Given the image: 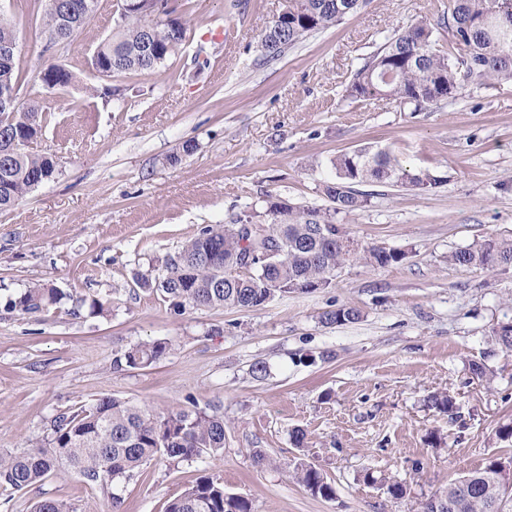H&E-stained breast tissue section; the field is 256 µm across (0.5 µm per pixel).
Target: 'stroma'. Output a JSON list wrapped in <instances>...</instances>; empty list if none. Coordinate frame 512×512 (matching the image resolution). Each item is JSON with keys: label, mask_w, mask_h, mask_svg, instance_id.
<instances>
[{"label": "stroma", "mask_w": 512, "mask_h": 512, "mask_svg": "<svg viewBox=\"0 0 512 512\" xmlns=\"http://www.w3.org/2000/svg\"><path fill=\"white\" fill-rule=\"evenodd\" d=\"M448 5L367 0L267 61L261 35L282 0H191L186 40L164 67L104 77L90 58L114 27L113 0H99L61 54L45 50L39 20L19 0H0L30 74L20 98L46 111L32 149L57 162L50 181L0 212V453L30 450L56 416L106 395L159 408L221 403L222 457L152 460L119 484L121 512H164L205 475L249 499L252 512H422L488 457L512 455V439L498 436L512 425V352L491 333L512 321V266L448 260L484 239H512V82L466 85L423 112L347 92L365 58L418 22L435 24L446 43L438 23ZM52 62L76 81L49 94L37 74ZM113 86L123 98L105 101L101 89ZM363 146L439 179L425 191L364 184L368 206L337 217L362 245L403 251L401 262H350L329 288L250 310L177 312L138 285L159 277L200 228L263 210L267 196L327 207L334 159ZM42 281L59 288L60 304L36 315L6 309L8 297ZM94 298L111 300L110 311L91 315ZM340 307L359 319L322 322ZM156 340L172 344L160 361L114 368L116 355ZM475 361L489 378L472 374ZM441 393L456 414L431 406ZM255 448L265 463L254 462ZM301 462L322 471L333 499L294 480ZM368 469L402 482L405 496L366 484ZM43 499L111 512L65 472L23 491L0 487V512H31Z\"/></svg>", "instance_id": "1"}]
</instances>
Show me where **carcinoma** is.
Returning <instances> with one entry per match:
<instances>
[{"label":"carcinoma","instance_id":"carcinoma-1","mask_svg":"<svg viewBox=\"0 0 512 512\" xmlns=\"http://www.w3.org/2000/svg\"><path fill=\"white\" fill-rule=\"evenodd\" d=\"M99 0H20L31 16L40 18L42 33L63 29L70 45L94 17ZM364 0H288V14L277 16L261 37L265 59L282 55L307 35L339 24L362 7ZM440 26L451 30L448 49L435 46L433 27L418 22L388 41L355 72L349 95L359 99L393 97L414 112L455 96L466 84L491 86L512 81V0H450ZM185 39L179 19L169 24L150 11H129L120 17L112 34L94 51L91 66L101 75L153 72L175 55ZM25 80L18 59L0 55V96H13L9 107L0 105V211L14 207L28 193L50 180L56 161L46 154L15 151L17 138H36L47 121L37 102H21ZM336 180L324 186L332 206L320 210L266 200L267 220L259 232L248 235L241 219L231 224L206 225L164 263V273L141 285L160 293L171 308L186 305L246 310L264 305L275 295L308 293L331 286L336 270L349 261L386 267L405 254L374 246L350 248L355 239L336 222L340 213L365 208L369 195L355 189L361 183L410 184L426 189L438 183L429 173L411 175L387 150L362 148L342 154L333 162ZM240 267L225 276L224 265ZM448 261L463 267L495 269L512 265V240L490 239L460 248ZM60 301L50 284H37L6 300L5 307L37 314ZM352 307L330 310L324 322L338 324L359 319ZM498 344L512 352V323L492 329ZM171 350L167 341L141 343L121 353L114 365L147 367ZM225 424L221 407L201 409L194 401L177 409L110 396L79 406L56 417L50 439L21 454L0 453V487L26 489L56 471L71 473L82 485L99 490L120 512L114 484L131 477L147 462L165 457L172 461L224 451ZM296 480L315 497L335 495L333 485L312 465L296 469ZM368 484L380 483L399 498L406 489L384 474L368 471ZM165 512H251L249 500L227 494L224 485L201 477L195 485L171 499ZM423 512H512V459L494 457L448 485L423 504Z\"/></svg>","mask_w":512,"mask_h":512}]
</instances>
